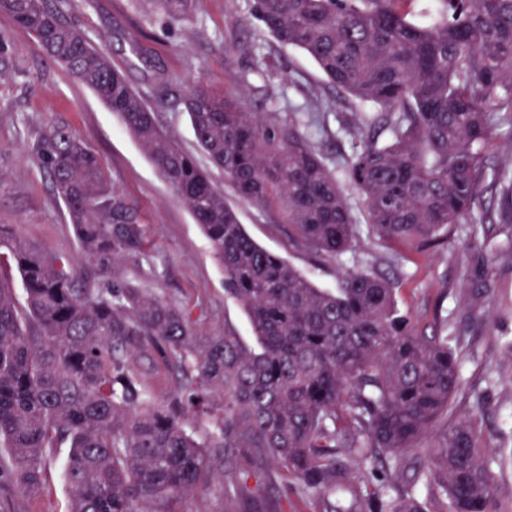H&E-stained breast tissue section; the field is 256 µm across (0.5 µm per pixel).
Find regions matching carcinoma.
I'll list each match as a JSON object with an SVG mask.
<instances>
[{"label":"carcinoma","mask_w":512,"mask_h":512,"mask_svg":"<svg viewBox=\"0 0 512 512\" xmlns=\"http://www.w3.org/2000/svg\"><path fill=\"white\" fill-rule=\"evenodd\" d=\"M174 24L197 0H155ZM251 0V17L283 49L311 57L352 122V152L332 161L319 102L269 124L201 83L183 99L199 148L239 197L282 204L293 246L323 260L350 251L359 220L336 172L359 196L369 232L418 250L472 219L490 189L512 223V165L488 152L512 139V0ZM0 13L91 89L190 210L224 269V294L246 311L258 348L226 330L203 336V312L132 283L99 287L113 261L147 251L136 208L116 192L83 139L50 123L35 153L64 205L82 266L0 228V483L26 493L67 448L70 512H177L216 477L233 485L263 467L319 512H428L417 487L448 512H494V467L477 419L443 431L463 391L459 337L427 334L400 311L396 288L348 271L318 288L258 245L224 191L162 131L157 112L85 33L48 0H0ZM25 294L20 305L13 285ZM161 359L179 391L154 398ZM211 428L200 436L189 417ZM428 446L409 484L357 481L341 459L389 466ZM338 490L354 506L336 508Z\"/></svg>","instance_id":"carcinoma-1"}]
</instances>
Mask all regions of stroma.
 Wrapping results in <instances>:
<instances>
[{
  "label": "stroma",
  "instance_id": "obj_1",
  "mask_svg": "<svg viewBox=\"0 0 512 512\" xmlns=\"http://www.w3.org/2000/svg\"><path fill=\"white\" fill-rule=\"evenodd\" d=\"M64 21L99 44L127 81L158 109L162 128L192 153L222 186L247 233L291 262L315 286L335 287L341 272L371 270L398 288V305L420 329L447 325L465 346V391L454 416L477 415L490 457L512 453V224L494 223L495 203L485 199L474 222L455 224L447 241L418 251L361 235L339 260H320L293 247L279 207L260 209L225 185L197 146L182 100L201 81L246 112L287 120L290 105L318 98L330 121L344 107L335 89L304 52L282 50L250 18L246 0H199L183 23L171 24L154 0H49ZM83 136L115 190L137 208L149 230L146 257L128 255L112 269L116 283L136 282L168 300L200 305L205 332L233 331L255 347L245 310L224 295V272L188 208L175 196L137 142L81 82L52 62L13 19L0 14V226L28 242L78 254L64 206L32 150L48 124ZM65 450L47 465L34 496L0 488L16 512H68L62 470ZM287 488L262 472L238 493L241 512H269Z\"/></svg>",
  "mask_w": 512,
  "mask_h": 512
}]
</instances>
